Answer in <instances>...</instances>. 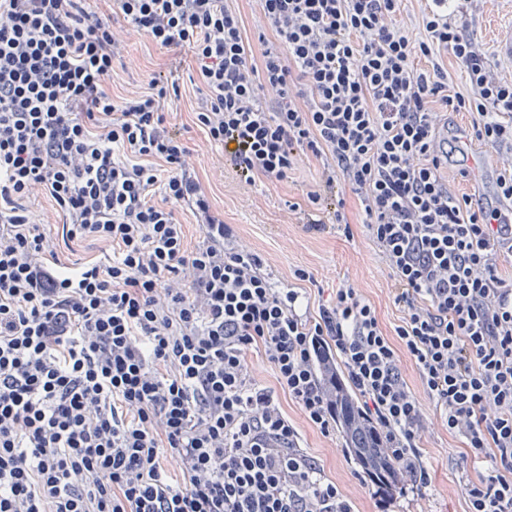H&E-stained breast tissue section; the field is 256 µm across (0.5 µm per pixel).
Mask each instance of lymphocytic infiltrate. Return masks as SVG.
<instances>
[{
    "instance_id": "lymphocytic-infiltrate-1",
    "label": "lymphocytic infiltrate",
    "mask_w": 512,
    "mask_h": 512,
    "mask_svg": "<svg viewBox=\"0 0 512 512\" xmlns=\"http://www.w3.org/2000/svg\"><path fill=\"white\" fill-rule=\"evenodd\" d=\"M419 2L415 38L395 21L404 0H259L256 56L226 0H114L157 46L192 54L195 119L241 183L314 158L313 234L349 230L345 194L358 196L404 312L389 334L351 284L312 316L300 311L310 271L272 288L167 124L173 74L106 92L126 53L109 18L88 0H0V512H354L249 375L253 351L326 437L344 368L404 484L423 488L428 418L402 377L408 355L441 425L490 463L465 485L469 512H512V278L499 273L512 255V78L470 28L471 0ZM450 112L503 150L494 205L443 174ZM39 195L64 236L111 253L62 264L24 206ZM184 211L203 236L192 249Z\"/></svg>"
}]
</instances>
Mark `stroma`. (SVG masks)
I'll use <instances>...</instances> for the list:
<instances>
[{
    "instance_id": "stroma-1",
    "label": "stroma",
    "mask_w": 512,
    "mask_h": 512,
    "mask_svg": "<svg viewBox=\"0 0 512 512\" xmlns=\"http://www.w3.org/2000/svg\"><path fill=\"white\" fill-rule=\"evenodd\" d=\"M468 21L479 44L495 63L502 70L512 69V57L502 52L503 45L512 41V0H473ZM161 69L174 70L180 84V97L165 107L167 119L185 128L193 148L195 170L212 208L223 214L225 223L234 225L243 245L265 260L274 287H287L292 271L304 268L311 271L315 279L310 286L312 301L326 303L342 283H351L375 306L383 329L393 332L404 312L391 297L389 269L382 262L377 247L362 231V214L356 195L346 196L351 235H343L332 228L318 235L304 232L302 215L296 206L303 203L316 177V161L302 159L287 180L260 179L252 189L241 188L235 173L223 169L220 150L211 145L206 132L194 122L201 94L190 55H173L144 34L129 32L127 53L122 64L115 67L109 90L114 97L124 96L140 89L153 72ZM29 207L38 222L50 225L54 247L62 263L72 265L101 257L103 245L63 238L60 217L50 198H36ZM278 399L283 411L297 423L304 450L315 457L325 477L341 488L356 489V512H378L379 489L371 485L358 487L356 466L343 454L340 437H323L309 426L287 394H279ZM422 448L432 483L424 495L409 490L397 497L391 506L392 512H465L461 475L485 472L486 463L462 464L465 447L461 438L448 434L437 422L423 437Z\"/></svg>"
}]
</instances>
